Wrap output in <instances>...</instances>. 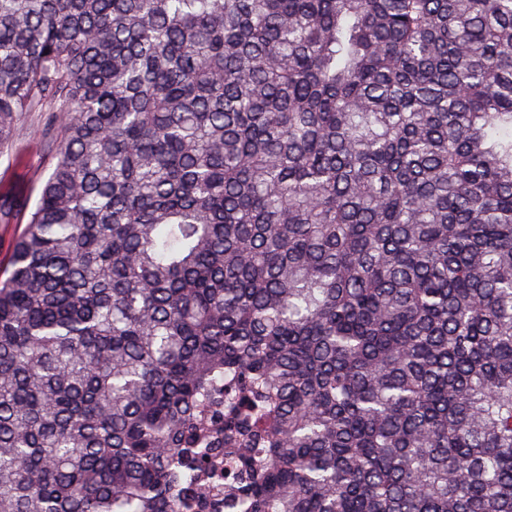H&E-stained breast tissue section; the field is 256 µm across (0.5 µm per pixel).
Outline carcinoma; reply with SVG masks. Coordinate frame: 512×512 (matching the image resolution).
<instances>
[{"label":"carcinoma","mask_w":512,"mask_h":512,"mask_svg":"<svg viewBox=\"0 0 512 512\" xmlns=\"http://www.w3.org/2000/svg\"><path fill=\"white\" fill-rule=\"evenodd\" d=\"M0 512H512V0H0ZM18 159L8 165L0 159V195L10 193L18 197H30L33 203L36 193H31L35 175L45 165V154L42 145L33 130H28L15 149ZM17 223L15 219L8 224L0 222V268L4 271L8 267L13 242L25 226Z\"/></svg>","instance_id":"cac0c4a2"}]
</instances>
